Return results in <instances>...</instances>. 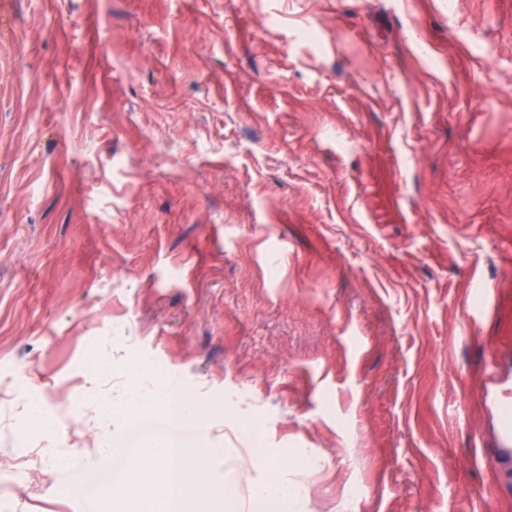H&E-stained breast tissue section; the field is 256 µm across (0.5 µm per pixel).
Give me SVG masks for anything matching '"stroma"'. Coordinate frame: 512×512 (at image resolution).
Wrapping results in <instances>:
<instances>
[{
  "label": "stroma",
  "mask_w": 512,
  "mask_h": 512,
  "mask_svg": "<svg viewBox=\"0 0 512 512\" xmlns=\"http://www.w3.org/2000/svg\"><path fill=\"white\" fill-rule=\"evenodd\" d=\"M135 361L241 500L253 426L309 512H512V0H0L9 512H99ZM496 405L499 417L498 444L502 448L512 446V390L497 397Z\"/></svg>",
  "instance_id": "1"
}]
</instances>
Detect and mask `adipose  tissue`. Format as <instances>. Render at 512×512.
I'll return each mask as SVG.
<instances>
[{"label": "adipose tissue", "mask_w": 512, "mask_h": 512, "mask_svg": "<svg viewBox=\"0 0 512 512\" xmlns=\"http://www.w3.org/2000/svg\"><path fill=\"white\" fill-rule=\"evenodd\" d=\"M126 410L139 418L186 420L196 415L194 402L178 383L156 380L146 364L128 392ZM253 444L261 473L248 503L237 501L232 482L205 488L194 479L206 459L204 441L186 444L155 436L145 446L144 462L121 473V489L105 498L103 512H214L218 503L226 512H305V490L281 482L261 438H254Z\"/></svg>", "instance_id": "1"}]
</instances>
